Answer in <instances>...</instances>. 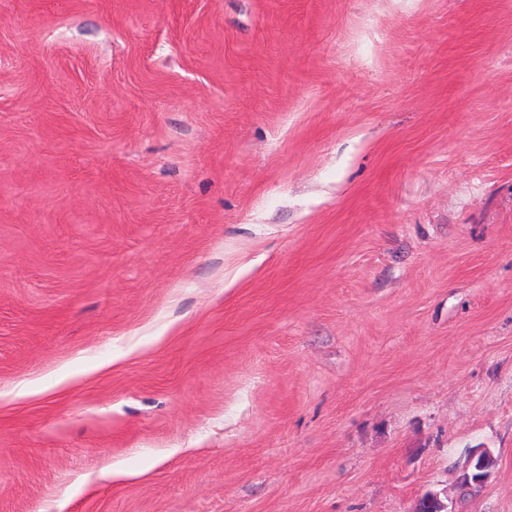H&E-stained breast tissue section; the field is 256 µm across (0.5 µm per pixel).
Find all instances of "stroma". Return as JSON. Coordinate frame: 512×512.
Listing matches in <instances>:
<instances>
[{
    "label": "stroma",
    "instance_id": "1",
    "mask_svg": "<svg viewBox=\"0 0 512 512\" xmlns=\"http://www.w3.org/2000/svg\"><path fill=\"white\" fill-rule=\"evenodd\" d=\"M512 512V0H0V512Z\"/></svg>",
    "mask_w": 512,
    "mask_h": 512
}]
</instances>
